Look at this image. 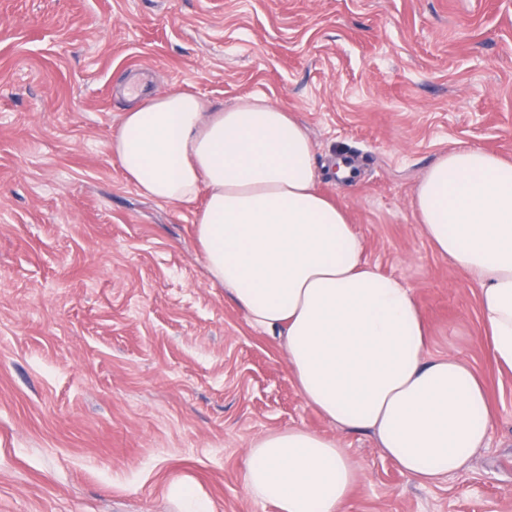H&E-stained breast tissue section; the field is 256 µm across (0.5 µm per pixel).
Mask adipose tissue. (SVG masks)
<instances>
[{
    "label": "adipose tissue",
    "mask_w": 512,
    "mask_h": 512,
    "mask_svg": "<svg viewBox=\"0 0 512 512\" xmlns=\"http://www.w3.org/2000/svg\"><path fill=\"white\" fill-rule=\"evenodd\" d=\"M113 158L161 204L207 188L193 222L211 282L259 329L278 333L302 397L333 426L366 430L409 478L465 473L495 412L455 355L429 353L413 292L365 256L345 206L317 188L315 147L264 96L212 109L185 90L123 112ZM412 210L434 250L478 287L484 338L512 371V161L478 148L442 154ZM358 466L337 439L291 427L257 438L249 493L278 512H348Z\"/></svg>",
    "instance_id": "ef3b65f1"
}]
</instances>
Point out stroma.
Here are the masks:
<instances>
[{
	"label": "stroma",
	"mask_w": 512,
	"mask_h": 512,
	"mask_svg": "<svg viewBox=\"0 0 512 512\" xmlns=\"http://www.w3.org/2000/svg\"><path fill=\"white\" fill-rule=\"evenodd\" d=\"M263 95L315 145L317 186L366 257L412 288L431 354L482 379L496 420L466 474L422 486L301 396L279 338L209 280L193 213L110 149L135 99ZM512 160V0H0V512H276L247 450L300 427L361 465L350 512H512V372L478 289L410 206L438 157ZM351 157L352 182L332 164Z\"/></svg>",
	"instance_id": "obj_1"
}]
</instances>
